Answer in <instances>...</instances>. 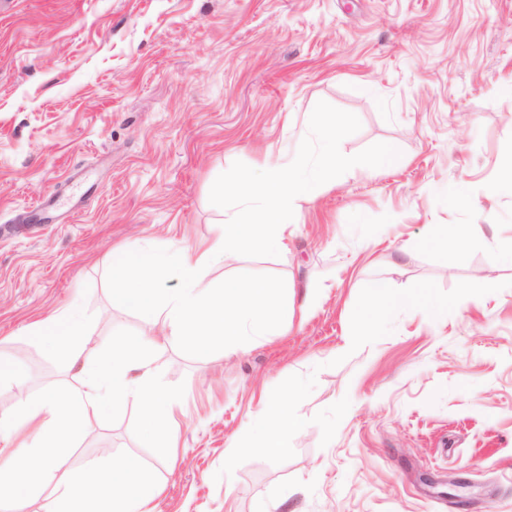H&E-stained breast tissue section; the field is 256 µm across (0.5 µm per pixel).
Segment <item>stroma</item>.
Segmentation results:
<instances>
[{"instance_id":"35a3bbf8","label":"stroma","mask_w":512,"mask_h":512,"mask_svg":"<svg viewBox=\"0 0 512 512\" xmlns=\"http://www.w3.org/2000/svg\"><path fill=\"white\" fill-rule=\"evenodd\" d=\"M325 115L350 127L345 166L291 205L287 249L208 275L278 287L275 335L163 342L177 460L147 447L129 402L88 421L65 467L135 456L165 486L158 512H512V0H0V360L19 362L0 416L17 390L82 380L26 334L40 317L77 307L94 345L161 334L113 309V249L212 239L234 211L219 186ZM386 144L400 164L367 168ZM430 224L486 230L435 250L419 245ZM374 279L500 290L437 318L401 311L355 350ZM309 373L294 457L218 477L261 395ZM345 397L322 444L311 419Z\"/></svg>"}]
</instances>
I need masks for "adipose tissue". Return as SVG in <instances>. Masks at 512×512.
<instances>
[{
  "mask_svg": "<svg viewBox=\"0 0 512 512\" xmlns=\"http://www.w3.org/2000/svg\"><path fill=\"white\" fill-rule=\"evenodd\" d=\"M348 133L341 123H317L315 159L285 152L267 158L260 175L242 176L224 186L239 209L225 220L215 240L178 250L116 249L112 252V305L135 312L168 335L187 337L201 351L235 345L241 337L264 335L280 308L276 288L252 279L208 281L212 267L241 250H277L288 238V207L298 198L315 199L336 177L337 145ZM175 271L180 286L162 293L158 280ZM31 335L68 365H80L81 386L65 398L49 394L20 397L18 411L0 418V512H24L29 499L47 485L55 493L48 512H156L164 493L132 458L89 464L66 481L55 474L79 439L89 416H100L129 401L140 408L149 444L159 442L172 419L174 399L161 389L148 352L157 339L129 336L111 349H81L86 329L76 310L55 313L30 326Z\"/></svg>",
  "mask_w": 512,
  "mask_h": 512,
  "instance_id": "obj_1",
  "label": "adipose tissue"
}]
</instances>
